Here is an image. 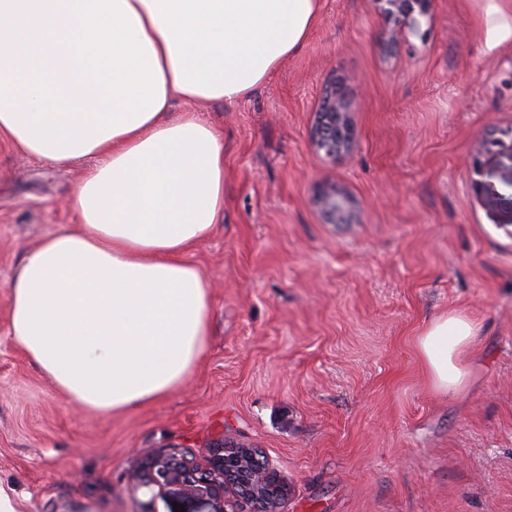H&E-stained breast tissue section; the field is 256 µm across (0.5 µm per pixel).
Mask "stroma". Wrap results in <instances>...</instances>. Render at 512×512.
<instances>
[{
    "instance_id": "1",
    "label": "stroma",
    "mask_w": 512,
    "mask_h": 512,
    "mask_svg": "<svg viewBox=\"0 0 512 512\" xmlns=\"http://www.w3.org/2000/svg\"><path fill=\"white\" fill-rule=\"evenodd\" d=\"M373 0H322L302 48L242 101L188 103L224 144V217L191 252L211 297L203 359L140 411L62 398L9 337L24 252L74 223L88 160L0 143V493L16 512H142L153 449L261 448L286 512H512V49L483 52L474 0H431L390 44ZM340 87L352 145L311 143ZM347 195L331 224L319 187ZM481 325L470 381L434 392L418 332Z\"/></svg>"
}]
</instances>
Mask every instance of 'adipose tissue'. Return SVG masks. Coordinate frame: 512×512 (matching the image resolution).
<instances>
[{
  "mask_svg": "<svg viewBox=\"0 0 512 512\" xmlns=\"http://www.w3.org/2000/svg\"><path fill=\"white\" fill-rule=\"evenodd\" d=\"M322 0H0V142L94 165L76 221L26 250L8 285L13 344L71 403L167 399L204 353L211 301L188 258L224 215V145L173 99L234 104L306 41ZM483 51L512 48V0H475ZM480 326L448 312L416 348L446 395Z\"/></svg>",
  "mask_w": 512,
  "mask_h": 512,
  "instance_id": "adipose-tissue-1",
  "label": "adipose tissue"
}]
</instances>
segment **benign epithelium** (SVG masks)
Here are the masks:
<instances>
[{
	"mask_svg": "<svg viewBox=\"0 0 512 512\" xmlns=\"http://www.w3.org/2000/svg\"><path fill=\"white\" fill-rule=\"evenodd\" d=\"M413 1L419 4V13L428 10L430 0H375L393 22L390 42L417 30ZM312 142L332 160L346 153L345 146L321 139L316 131ZM317 202L333 219L350 206L348 197L328 188L320 190ZM130 484L135 490H148L150 501H163L167 512H175L174 503L185 512H283L288 499V480L261 449L222 442L207 449L201 463L176 447L158 448L141 459Z\"/></svg>",
	"mask_w": 512,
	"mask_h": 512,
	"instance_id": "benign-epithelium-1",
	"label": "benign epithelium"
}]
</instances>
